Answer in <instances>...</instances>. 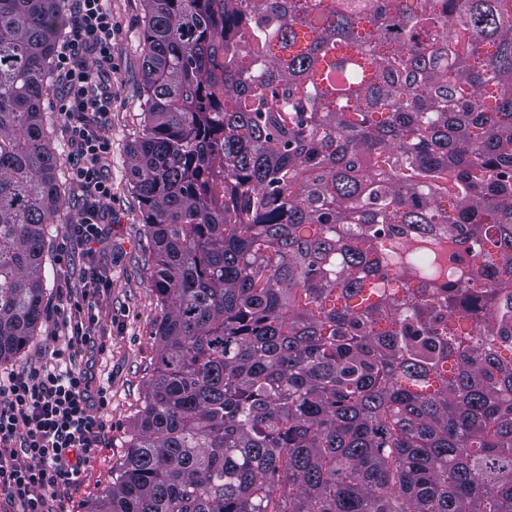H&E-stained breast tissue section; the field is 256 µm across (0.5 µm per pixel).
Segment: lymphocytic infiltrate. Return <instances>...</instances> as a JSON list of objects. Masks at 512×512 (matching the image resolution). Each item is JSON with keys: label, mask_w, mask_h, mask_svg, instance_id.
Here are the masks:
<instances>
[{"label": "lymphocytic infiltrate", "mask_w": 512, "mask_h": 512, "mask_svg": "<svg viewBox=\"0 0 512 512\" xmlns=\"http://www.w3.org/2000/svg\"><path fill=\"white\" fill-rule=\"evenodd\" d=\"M57 69L72 175L84 200L79 222L67 225L66 234L89 246L100 238L104 204L112 195L102 165L109 145L86 121L88 114L112 109V13L106 0H73ZM59 301L70 310L55 334L59 349L38 368L0 374V493L21 512H47L49 502L62 500L95 456L105 428L94 409L107 405V389L79 362L95 342V294L85 292L75 303L63 293Z\"/></svg>", "instance_id": "lymphocytic-infiltrate-1"}]
</instances>
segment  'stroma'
<instances>
[{
  "label": "stroma",
  "instance_id": "obj_1",
  "mask_svg": "<svg viewBox=\"0 0 512 512\" xmlns=\"http://www.w3.org/2000/svg\"><path fill=\"white\" fill-rule=\"evenodd\" d=\"M109 6L114 26L112 110L100 128L109 143L104 159V169L112 182V196L105 203L108 218L93 249L65 235L66 225L80 217L83 201L70 178L71 149L59 112L62 88L52 86L43 106L59 154L57 176L64 189V209L59 223L51 227L45 248L43 321L28 346L7 363L8 369L23 372L50 354L53 334L63 320L57 309L60 289H70L72 298L80 299L85 274L95 269L99 276L95 300L100 310L95 338L105 346L99 356V374L108 389V403L96 414L103 420L105 431L98 452L85 467L82 483L64 493L67 512H96L102 493L112 484L113 468L128 451L144 383L157 362L155 331L163 313L151 280L154 244L131 190L128 169L130 150L142 134L144 0H109Z\"/></svg>",
  "mask_w": 512,
  "mask_h": 512
}]
</instances>
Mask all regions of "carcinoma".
Segmentation results:
<instances>
[{
    "mask_svg": "<svg viewBox=\"0 0 512 512\" xmlns=\"http://www.w3.org/2000/svg\"><path fill=\"white\" fill-rule=\"evenodd\" d=\"M144 2L165 313L96 512H512V0ZM61 23L0 0V363L42 319Z\"/></svg>",
    "mask_w": 512,
    "mask_h": 512,
    "instance_id": "cac0c4a2",
    "label": "carcinoma"
}]
</instances>
